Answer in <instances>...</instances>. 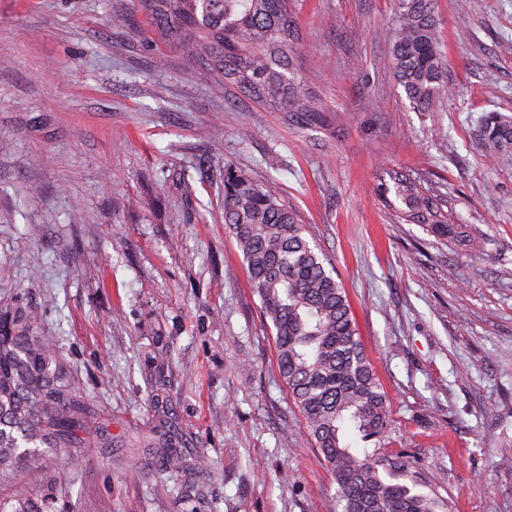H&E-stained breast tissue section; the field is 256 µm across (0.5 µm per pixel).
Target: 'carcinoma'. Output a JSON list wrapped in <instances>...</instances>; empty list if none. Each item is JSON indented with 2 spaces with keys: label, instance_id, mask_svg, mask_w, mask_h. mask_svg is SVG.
I'll list each match as a JSON object with an SVG mask.
<instances>
[{
  "label": "carcinoma",
  "instance_id": "carcinoma-1",
  "mask_svg": "<svg viewBox=\"0 0 512 512\" xmlns=\"http://www.w3.org/2000/svg\"><path fill=\"white\" fill-rule=\"evenodd\" d=\"M133 10L177 49L187 71L204 65L299 125H328L331 109L309 95L296 68L301 45L297 0H132ZM433 0H395L392 75L416 112L447 95V65L437 40ZM485 150L512 156V121L484 119ZM382 193L399 219L448 239L447 222L421 184L389 174ZM224 224L235 238L275 335L279 373L336 478V512H438L449 505L415 491L416 464L378 452L391 429L387 396L356 332L345 288L291 207L265 187L224 169ZM33 311L0 308V512H51V470L71 452L112 447L108 421L82 397L52 336L35 331ZM376 449L358 454L353 436ZM148 451L178 469L173 443Z\"/></svg>",
  "mask_w": 512,
  "mask_h": 512
}]
</instances>
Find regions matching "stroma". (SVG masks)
Instances as JSON below:
<instances>
[{"label":"stroma","instance_id":"obj_1","mask_svg":"<svg viewBox=\"0 0 512 512\" xmlns=\"http://www.w3.org/2000/svg\"><path fill=\"white\" fill-rule=\"evenodd\" d=\"M453 94L392 77L394 0H300V127L206 67L184 79L130 0H0V303L37 311L110 421L57 475L56 512H336V483L276 364L224 224V168L301 215L346 290L390 405L385 455L452 512H512V0H434ZM412 175L481 243L400 224ZM37 233H29V226ZM172 440L203 468L143 454ZM479 140L486 151L502 158L512 156V121L492 115L479 126Z\"/></svg>","mask_w":512,"mask_h":512}]
</instances>
